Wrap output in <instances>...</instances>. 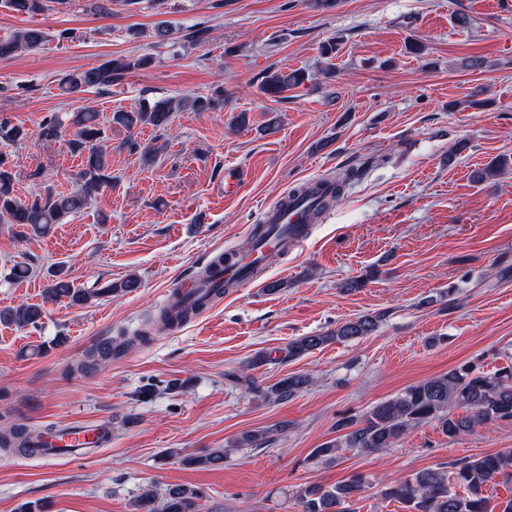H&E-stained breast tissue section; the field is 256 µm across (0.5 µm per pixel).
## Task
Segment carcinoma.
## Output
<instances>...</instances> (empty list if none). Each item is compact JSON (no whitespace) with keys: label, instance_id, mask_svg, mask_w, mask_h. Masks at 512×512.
<instances>
[{"label":"carcinoma","instance_id":"obj_1","mask_svg":"<svg viewBox=\"0 0 512 512\" xmlns=\"http://www.w3.org/2000/svg\"><path fill=\"white\" fill-rule=\"evenodd\" d=\"M5 7L18 14H37L46 9L45 0H4ZM46 32L37 27L23 28L0 38V60L14 57L23 51H35L45 43ZM147 56L109 59L85 66L69 73L59 81L62 93L70 95L88 88L106 89L127 72L147 65ZM307 74L301 69L267 72L260 84V91L273 98H283L288 91L303 85ZM178 103L159 100L145 104L135 111L115 112L112 121L130 130L150 125L165 129ZM75 138L68 141L70 152L82 158L77 188L70 193H55L47 188L34 194L30 201H21L14 195L12 166L7 154H0V224H16L32 234H44L52 225L60 224L71 215L82 211L100 192L112 185V171L107 162V152L100 145L101 130L98 114L92 110L73 116ZM64 124L52 116L40 125L39 137L56 141L63 136ZM27 137L20 126L0 122V141L10 145ZM502 163L490 161L476 171L473 181L484 183L499 175ZM140 287L139 280L129 276L119 283H107L93 291L74 286L64 266L52 271L44 288L45 299L68 301L70 305H84L94 297L120 296ZM194 308L175 304L163 309L156 318V328L170 329L187 319ZM42 307L20 304L0 310V322L23 328L37 325L43 317ZM380 317L366 314L346 321L335 329L322 334L300 336L289 342L284 355L300 357L330 342L350 341L371 335L376 331ZM310 382L302 373L291 374L275 384L260 387L251 384L249 389L269 402H284L295 397ZM512 420V369L504 367L492 374L466 363L439 376L423 380L404 388L392 398L373 405L360 417L340 419L336 429L343 432L339 438L326 441L313 450V457L333 460L341 448H355L361 453H373L392 448L411 428L426 422L437 423L440 431L453 439L462 432L479 425ZM287 425L273 429L248 432L238 440L240 448H263L274 441L273 434L285 431ZM35 432L24 426H14L0 433V447L21 455H34ZM226 450L213 448L210 452L191 456L188 461L205 467L224 463ZM512 481V451L496 452L465 459L454 466L450 473L428 469L413 476L390 481L380 490L381 496L405 505L408 512H512V500L503 508L486 496L487 486L498 479ZM364 480L355 475L347 481L330 486L311 484L296 495L299 512H355L351 503L363 490ZM206 497L203 489L182 484L169 485L160 490L154 484L139 489L133 500V512H201V501Z\"/></svg>","mask_w":512,"mask_h":512}]
</instances>
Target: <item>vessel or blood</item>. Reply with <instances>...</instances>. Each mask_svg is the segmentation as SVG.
<instances>
[{
  "label": "vessel or blood",
  "mask_w": 512,
  "mask_h": 512,
  "mask_svg": "<svg viewBox=\"0 0 512 512\" xmlns=\"http://www.w3.org/2000/svg\"><path fill=\"white\" fill-rule=\"evenodd\" d=\"M336 189L334 181L321 178L309 181L305 191L286 194L267 205L258 222L270 234L257 247L245 255L230 256L219 264L213 280H192L180 291L186 304L208 309L216 295V286L228 281L233 287L244 288L254 281L253 271L265 264L278 252L298 249L309 237L310 226L316 220L314 207L320 199L330 197ZM43 448L41 457L54 459H84L112 443V430L108 424L75 423L56 430L41 432Z\"/></svg>",
  "instance_id": "b4317fda"
}]
</instances>
